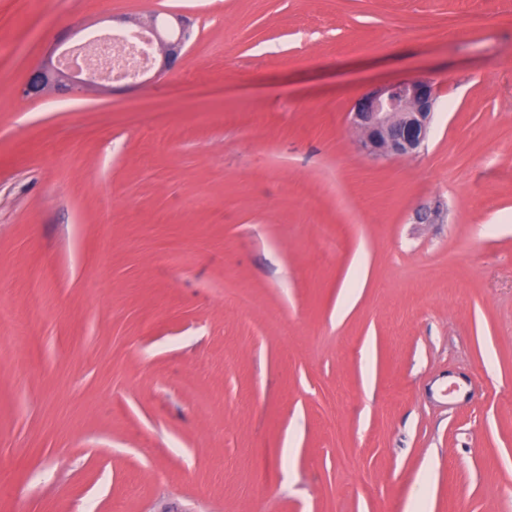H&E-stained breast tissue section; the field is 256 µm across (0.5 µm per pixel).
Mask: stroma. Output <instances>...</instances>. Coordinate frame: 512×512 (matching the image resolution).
<instances>
[{
  "instance_id": "obj_1",
  "label": "stroma",
  "mask_w": 512,
  "mask_h": 512,
  "mask_svg": "<svg viewBox=\"0 0 512 512\" xmlns=\"http://www.w3.org/2000/svg\"><path fill=\"white\" fill-rule=\"evenodd\" d=\"M151 14L194 24L173 71L21 96ZM405 79L430 136L372 158L348 114ZM35 278L0 512H512V0H0V306ZM69 37L70 34L65 33L51 40L46 60L31 70L28 79L24 83L23 96L38 98L48 90H53L60 96H71L80 94L87 85L107 86L106 83H109V81L99 80L87 72L62 68L59 65V59L65 48L58 53L55 62L53 61V56L61 47L67 44ZM81 75H84V78H81Z\"/></svg>"
}]
</instances>
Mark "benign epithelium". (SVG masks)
Wrapping results in <instances>:
<instances>
[{
    "instance_id": "1",
    "label": "benign epithelium",
    "mask_w": 512,
    "mask_h": 512,
    "mask_svg": "<svg viewBox=\"0 0 512 512\" xmlns=\"http://www.w3.org/2000/svg\"><path fill=\"white\" fill-rule=\"evenodd\" d=\"M174 40L156 31L152 17L134 22L137 35L147 44H157L156 55L161 57L159 71L171 69L192 34L190 22L175 17ZM70 34L53 38L45 61L31 70L24 83L22 94L38 98L52 90L60 96L79 94L87 85L106 86L82 70L65 69L53 60L56 52L67 44ZM436 95L431 83L424 80L398 81L386 84L361 98L353 107L350 124L361 133V146L376 159L409 157L415 155L424 144Z\"/></svg>"
}]
</instances>
